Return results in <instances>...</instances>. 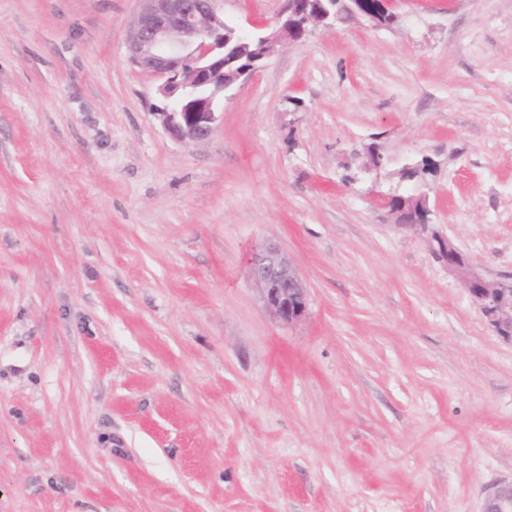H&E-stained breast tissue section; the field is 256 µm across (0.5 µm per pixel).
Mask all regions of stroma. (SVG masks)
<instances>
[{"label": "stroma", "mask_w": 512, "mask_h": 512, "mask_svg": "<svg viewBox=\"0 0 512 512\" xmlns=\"http://www.w3.org/2000/svg\"><path fill=\"white\" fill-rule=\"evenodd\" d=\"M137 10L0 0V512H481L512 339L380 197L431 162L436 230L512 283V0L317 27L190 144L127 58ZM267 241L292 325L249 277ZM249 274L261 290L263 304L270 315L283 324L300 321L307 312L308 289L290 258L276 245L255 249Z\"/></svg>", "instance_id": "1"}]
</instances>
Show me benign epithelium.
Masks as SVG:
<instances>
[{
	"label": "benign epithelium",
	"instance_id": "benign-epithelium-1",
	"mask_svg": "<svg viewBox=\"0 0 512 512\" xmlns=\"http://www.w3.org/2000/svg\"><path fill=\"white\" fill-rule=\"evenodd\" d=\"M139 11L129 34V57L134 65L152 74L160 84L161 104L154 107L163 128L174 138L199 142L209 138L221 117L220 107L228 86L224 69L238 61L225 38L224 18L218 0H138ZM316 6L314 0H282L260 38L257 60L268 57L282 40L299 42L312 30L299 27L295 17ZM391 196H382L395 223L410 226L438 244L437 254L448 270L459 275L464 288L488 324L512 338V285L475 273L469 259L449 238L440 235L431 219L428 196L422 192L407 198L401 209L390 207ZM249 274L261 290L270 315L283 324L300 321L307 312L308 289L290 258L276 245H263L250 258ZM482 512H512V480L484 491Z\"/></svg>",
	"mask_w": 512,
	"mask_h": 512
}]
</instances>
